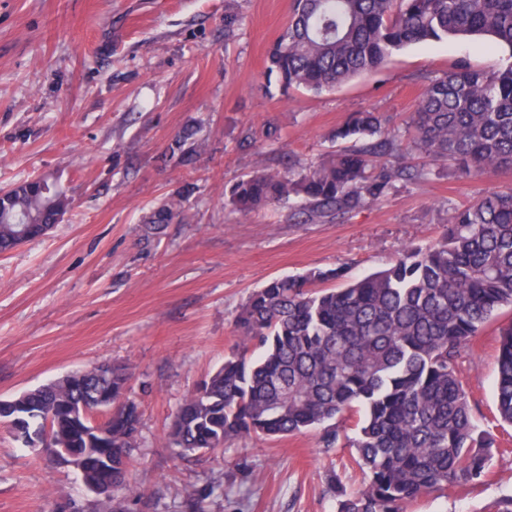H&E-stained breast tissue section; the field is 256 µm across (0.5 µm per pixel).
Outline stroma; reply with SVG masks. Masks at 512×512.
<instances>
[{
  "instance_id": "obj_1",
  "label": "stroma",
  "mask_w": 512,
  "mask_h": 512,
  "mask_svg": "<svg viewBox=\"0 0 512 512\" xmlns=\"http://www.w3.org/2000/svg\"><path fill=\"white\" fill-rule=\"evenodd\" d=\"M291 0H0V187L48 177L70 200L43 237L0 254V399L100 363L129 366L141 445L116 492L127 512H186L218 484L205 512H337L347 491L349 425L243 438L186 461L165 448L183 400L223 362L248 296L276 277L386 268L439 240L454 210L512 189V169L459 176L451 162L363 208L297 224L287 205L242 214L224 192L242 176L305 167L339 149L353 112L403 127L431 79L458 61L490 70L512 57L482 39L414 44L376 74L331 92L281 94L266 54ZM238 22L226 28L227 13ZM194 126L195 160L170 159ZM182 193L186 222L149 233L143 219ZM500 309L458 360L473 414L494 408ZM484 483L422 496L407 512H497L512 497V446L493 451ZM0 512H96L78 471L25 447L0 424Z\"/></svg>"
}]
</instances>
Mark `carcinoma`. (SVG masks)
<instances>
[{"label":"carcinoma","instance_id":"carcinoma-1","mask_svg":"<svg viewBox=\"0 0 512 512\" xmlns=\"http://www.w3.org/2000/svg\"><path fill=\"white\" fill-rule=\"evenodd\" d=\"M487 35L512 52V0H292L270 47L268 75L279 89L333 91L381 69L393 52L450 36ZM415 135L385 131L374 112H355L335 136L352 146L292 173L255 172L225 192L248 213L297 200L304 222H322L385 196L424 170L396 166L406 151L451 160L463 175L512 165V56L492 71L460 62L431 80L411 116ZM186 130L170 148L193 160ZM69 207L48 181L30 177L0 196V253L17 233L41 236ZM186 219L170 202L147 219L153 229ZM336 282L334 288L322 284ZM512 306V190L491 191L454 211L442 238L403 250L388 268L350 281L342 268L276 278L244 305L238 342L224 364L181 404L167 435L178 457L249 438L310 431L332 448L339 423L353 421L352 463L362 488L336 486L337 512H406L419 497L481 483L498 444L475 422L458 367L472 337ZM494 418L512 424V322L499 332ZM121 365L89 378L73 372L8 399L12 424L30 441L44 430L66 448L112 449V485L126 486L138 447L141 405Z\"/></svg>","mask_w":512,"mask_h":512}]
</instances>
